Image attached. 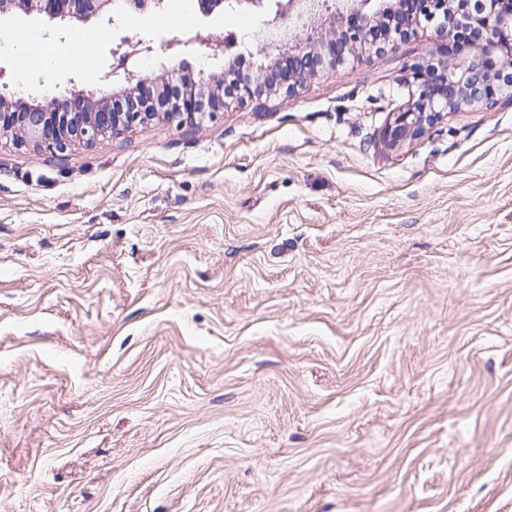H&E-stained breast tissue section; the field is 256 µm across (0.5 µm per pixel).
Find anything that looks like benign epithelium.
<instances>
[{
    "label": "benign epithelium",
    "instance_id": "7a95c632",
    "mask_svg": "<svg viewBox=\"0 0 512 512\" xmlns=\"http://www.w3.org/2000/svg\"><path fill=\"white\" fill-rule=\"evenodd\" d=\"M167 0H119L122 6L141 10L147 6L152 11L165 12ZM326 0H236V5H246L265 11L263 24L267 30L288 38V51L265 63H252L251 74L235 87L233 95L224 99V84L219 76H205L189 67L188 57H198L200 47L207 49L206 56H224V44L211 41L197 33L187 39H168L164 45L175 51L179 63L167 74L166 80L177 92L176 106L165 116L180 126L194 129L216 112L239 108L258 102L263 97L291 94L305 85L325 67H334L346 61L344 54L336 53L337 32L325 36L313 29L302 27L290 34V24L295 20L320 14ZM466 7L453 15L454 27L462 32L479 33L475 48L478 55L469 59L459 54H448V46L439 43L435 53L443 54L435 64V76L426 72V63L417 64L414 79L418 84V97L411 104L389 113L381 129V140L389 147H399L422 137L433 128L448 111L464 106L489 103L499 95L512 97V73L504 65L490 66L486 61L485 47L489 39L501 45L512 43V8L503 9V0H461ZM111 0H0V14L33 12L41 16L48 26L44 36L65 39L64 31L55 28L59 22L69 21L70 32L77 24L99 15L100 7ZM456 0H413L414 14L403 18L405 37L418 26V16L437 17L448 13ZM375 0H336L330 14L332 27L351 18L356 26L346 34L353 61L379 48L371 40V31L378 25L380 10L374 8ZM154 50L152 42L135 36L121 35L112 42L110 55L120 64L108 65L100 70L103 84H114L119 69H124L128 87L124 94L128 103L121 112L115 110L112 96L94 98L91 94L71 91L55 96L45 104L37 103L16 111L15 102L0 95V132L16 135L21 144L31 143L53 155L67 148L73 141L87 145L112 137L133 127L145 126L159 116L146 112L138 103V94L147 93L155 79L141 77L125 68V62Z\"/></svg>",
    "mask_w": 512,
    "mask_h": 512
}]
</instances>
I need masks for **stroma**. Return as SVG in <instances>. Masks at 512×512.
Listing matches in <instances>:
<instances>
[{
  "instance_id": "1",
  "label": "stroma",
  "mask_w": 512,
  "mask_h": 512,
  "mask_svg": "<svg viewBox=\"0 0 512 512\" xmlns=\"http://www.w3.org/2000/svg\"><path fill=\"white\" fill-rule=\"evenodd\" d=\"M106 5L176 64L202 33ZM15 94L98 91L32 64ZM435 42L325 69L292 96L166 118L50 158L0 134V512H512V98L390 149Z\"/></svg>"
}]
</instances>
